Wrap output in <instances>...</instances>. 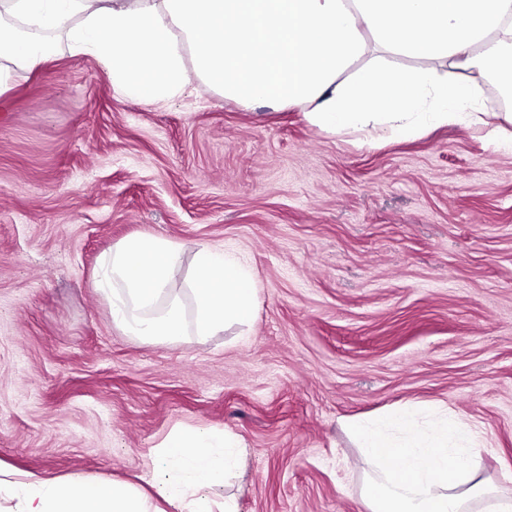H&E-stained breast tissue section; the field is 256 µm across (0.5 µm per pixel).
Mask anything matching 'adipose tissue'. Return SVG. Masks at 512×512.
Masks as SVG:
<instances>
[{"label":"adipose tissue","instance_id":"obj_1","mask_svg":"<svg viewBox=\"0 0 512 512\" xmlns=\"http://www.w3.org/2000/svg\"><path fill=\"white\" fill-rule=\"evenodd\" d=\"M53 36L97 59L132 99L180 98L192 71L224 98L303 105L313 127L369 143L483 123L479 78L512 85V0H0V98L16 70L45 60ZM393 59L418 66L395 70ZM416 414L404 407L346 423L378 467L362 488L369 512H512V499L477 475L478 430L441 407L424 423ZM244 453L232 435L177 428L147 472L176 512H211L210 491L232 479ZM3 490L15 512H151L130 484L0 465Z\"/></svg>","mask_w":512,"mask_h":512}]
</instances>
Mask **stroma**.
<instances>
[{"label":"stroma","instance_id":"obj_1","mask_svg":"<svg viewBox=\"0 0 512 512\" xmlns=\"http://www.w3.org/2000/svg\"><path fill=\"white\" fill-rule=\"evenodd\" d=\"M0 101V463L137 484L172 428L232 434L239 512H365L344 420L418 403L480 429L512 491V146L448 125L363 143L189 76L143 104L55 45ZM148 231L258 288L253 323L146 345L111 319L100 255Z\"/></svg>","mask_w":512,"mask_h":512}]
</instances>
